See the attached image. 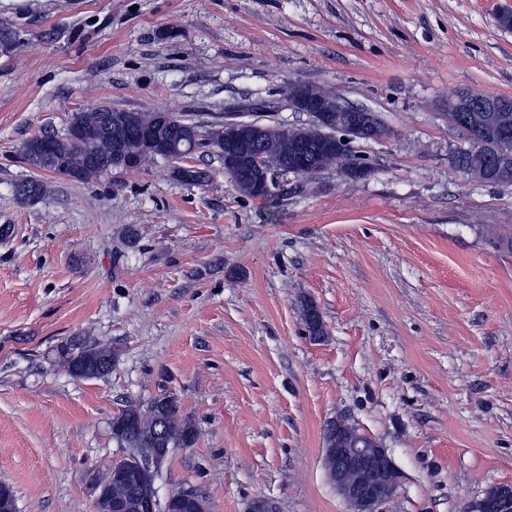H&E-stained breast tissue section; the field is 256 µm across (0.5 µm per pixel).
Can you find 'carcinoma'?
<instances>
[{"mask_svg": "<svg viewBox=\"0 0 512 512\" xmlns=\"http://www.w3.org/2000/svg\"><path fill=\"white\" fill-rule=\"evenodd\" d=\"M18 31L9 23L0 22V51L7 53L16 43ZM493 106L487 112H471L469 104L461 111L453 113L448 120L467 136L470 146L460 149L454 155L455 166L462 172L482 169L486 173L485 181L491 185H512V168L502 172L497 157L505 150L512 151V140L504 141V136H512V98L490 96ZM154 112H131L112 110L105 112H76L71 121L83 128V136L74 139L70 134L63 137H51L50 152L34 160L39 150V137L28 139L22 146L21 157L32 168L65 174L73 169H81L86 182L114 169L121 168L120 156L135 150L140 154V164L153 162L159 158L152 148H141L140 142L127 129V121L141 119L150 124L154 121ZM165 119L162 130L161 150L165 159L174 157L196 147H212L219 157H224V137L234 138L242 155H252L256 146L253 125L241 123L229 125L228 121H214L203 127L183 115L173 112L163 113ZM350 119L346 112L333 113L330 124H324L313 117L310 122L298 128L284 124L271 125L268 136L262 142V151L266 157V166L273 170L288 171L293 174V165L298 154L306 147L311 148L310 172L312 177L333 167L341 169L347 176L354 177L356 169L362 166L355 151L336 135H349L352 142L361 138L349 129ZM113 351L111 345L104 346L96 342H86L80 346L68 344L60 351L63 364L70 362L69 351L82 354L87 367H95L101 349ZM171 430L170 446H190L196 438L193 423L182 417L178 408H165ZM157 422L155 416L137 405H129L112 418V435L116 442L128 437V444L136 448H152L156 441ZM111 498L123 503V512H140L138 491L126 484L112 483Z\"/></svg>", "mask_w": 512, "mask_h": 512, "instance_id": "cac0c4a2", "label": "carcinoma"}]
</instances>
